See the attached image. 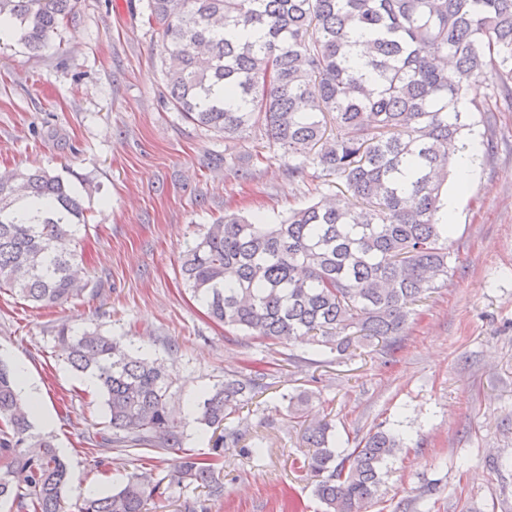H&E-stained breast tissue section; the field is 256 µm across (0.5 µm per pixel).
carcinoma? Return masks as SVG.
<instances>
[{
	"label": "carcinoma",
	"instance_id": "1",
	"mask_svg": "<svg viewBox=\"0 0 512 512\" xmlns=\"http://www.w3.org/2000/svg\"><path fill=\"white\" fill-rule=\"evenodd\" d=\"M77 4L0 0V22L40 51ZM146 9L162 27L175 111L226 142L257 132L294 160L291 176L334 177L358 201H318L278 224L224 216L182 255L194 297L214 320L262 339L310 337L339 354L355 342L395 341L416 306L448 285L453 227L442 196L452 148L476 122L490 123L484 105L461 112L458 102L492 73L504 87L512 80V0H147ZM357 34L369 50L355 65ZM87 223L84 196L62 175L0 179V289L41 306L79 295L77 231ZM57 342L73 371L98 378L112 428L102 445L178 455L162 478L143 468L108 494L78 496L76 512H147L185 482L206 498L184 512H210L224 495V447L242 437L230 419L268 388L265 376L226 377L205 393L197 423L220 435L199 460L182 447L163 359L91 327H63ZM32 411L0 362V501L16 512H69V468L53 439L32 432ZM305 438L309 451L293 468L313 478L326 512H363L403 447L378 426L339 455L326 419Z\"/></svg>",
	"mask_w": 512,
	"mask_h": 512
}]
</instances>
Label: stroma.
I'll list each match as a JSON object with an SVG mask.
<instances>
[{
    "mask_svg": "<svg viewBox=\"0 0 512 512\" xmlns=\"http://www.w3.org/2000/svg\"><path fill=\"white\" fill-rule=\"evenodd\" d=\"M77 10L39 52L0 40V171L43 168L98 187L78 231L82 295L40 306L0 291V361L26 363L40 383L75 485L106 493L141 466L172 469L171 456L151 449L100 447L112 434L102 395L82 387L56 343L61 327L96 325L171 365L183 446L202 459L210 435L191 406L225 375L266 373L268 389L234 420L243 436L224 450V495L211 512H323L310 480L292 470L307 449V417L331 421L342 455L379 425L403 435L366 512H512V108L492 81L476 96L492 124L467 136L470 183L448 185L447 286L395 344L330 354L213 322L179 257L224 214L275 224L289 209L351 193L289 176L287 157L253 133L235 143L247 173L225 167L223 138L167 103L161 30L147 24L142 0H79ZM303 391L312 399L297 416L287 398Z\"/></svg>",
    "mask_w": 512,
    "mask_h": 512,
    "instance_id": "35a3bbf8",
    "label": "stroma"
}]
</instances>
